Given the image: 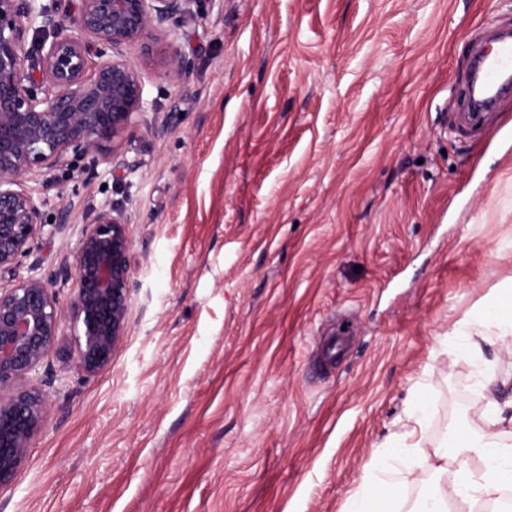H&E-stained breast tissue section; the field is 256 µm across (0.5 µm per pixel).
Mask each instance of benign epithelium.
<instances>
[{"instance_id":"obj_1","label":"benign epithelium","mask_w":512,"mask_h":512,"mask_svg":"<svg viewBox=\"0 0 512 512\" xmlns=\"http://www.w3.org/2000/svg\"><path fill=\"white\" fill-rule=\"evenodd\" d=\"M37 0H0V488L24 462L48 411L39 377L51 353L65 344L73 324L78 370L94 376L112 361L126 335L134 282L129 260L130 216L101 207L82 225L65 266L73 284L71 308H63L51 282L23 270L44 226L43 213L23 179L38 168L69 165L98 155L123 134L134 115L146 112L144 70L126 50L167 34L189 12L190 0H81L77 36H59L62 22ZM54 36L38 61L52 93L32 90L29 31ZM165 72L187 69L178 53Z\"/></svg>"}]
</instances>
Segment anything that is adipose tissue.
I'll return each instance as SVG.
<instances>
[{
    "label": "adipose tissue",
    "instance_id": "1",
    "mask_svg": "<svg viewBox=\"0 0 512 512\" xmlns=\"http://www.w3.org/2000/svg\"><path fill=\"white\" fill-rule=\"evenodd\" d=\"M452 337L477 363L482 429L455 434L452 449L416 456L413 440L424 434L429 412L420 406L408 417L410 429L394 434L386 456L372 464L349 512H448L452 499L470 508L512 491V379L497 377L494 363L484 357L485 345L512 337V285L459 320ZM420 467L429 469L435 481L409 507L405 489Z\"/></svg>",
    "mask_w": 512,
    "mask_h": 512
}]
</instances>
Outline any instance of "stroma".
<instances>
[{
	"label": "stroma",
	"mask_w": 512,
	"mask_h": 512,
	"mask_svg": "<svg viewBox=\"0 0 512 512\" xmlns=\"http://www.w3.org/2000/svg\"><path fill=\"white\" fill-rule=\"evenodd\" d=\"M506 20L512 0H193L152 61L129 48L145 115L24 182L45 221L26 263L64 307L80 226L127 210L126 336L92 377L50 356L0 512H348L416 391L424 450L478 428L445 340L512 280V100L481 135L454 119L473 34ZM340 315L349 349L318 368Z\"/></svg>",
	"instance_id": "stroma-1"
}]
</instances>
